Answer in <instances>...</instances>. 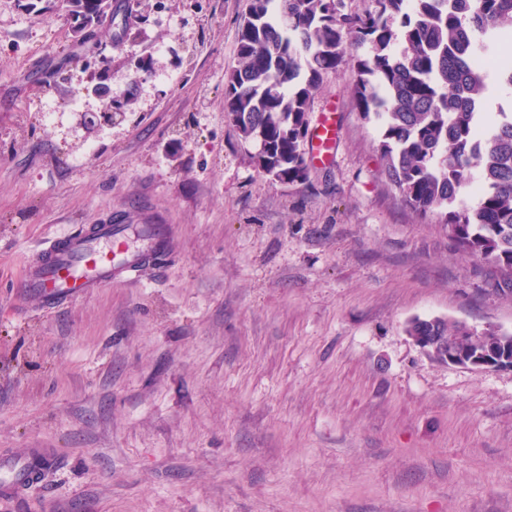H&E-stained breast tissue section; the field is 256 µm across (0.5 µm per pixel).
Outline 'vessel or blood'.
<instances>
[{"label": "vessel or blood", "mask_w": 512, "mask_h": 512, "mask_svg": "<svg viewBox=\"0 0 512 512\" xmlns=\"http://www.w3.org/2000/svg\"><path fill=\"white\" fill-rule=\"evenodd\" d=\"M336 136L335 118L323 116L312 131L317 159H332ZM168 251L166 230L159 224H142L133 232L124 224L88 226L45 242L21 289L49 313L112 282L135 279L145 268H161ZM58 462L51 448L0 452V496L23 495Z\"/></svg>", "instance_id": "obj_1"}]
</instances>
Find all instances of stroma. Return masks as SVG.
Returning a JSON list of instances; mask_svg holds the SVG:
<instances>
[{
	"instance_id": "35a3bbf8",
	"label": "stroma",
	"mask_w": 512,
	"mask_h": 512,
	"mask_svg": "<svg viewBox=\"0 0 512 512\" xmlns=\"http://www.w3.org/2000/svg\"><path fill=\"white\" fill-rule=\"evenodd\" d=\"M123 2L85 43L0 0V451L62 461L0 512H512V370L406 333L512 330V291L402 201L352 72L309 114L333 161L282 183L224 112L244 0ZM73 224H163L174 252L41 313L25 268ZM330 113V112H329ZM334 114L330 113L329 116L323 114L322 120L312 131V151L315 158L320 161H328L333 158V150L336 147V119ZM315 143L313 144V141Z\"/></svg>"
}]
</instances>
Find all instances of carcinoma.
Wrapping results in <instances>:
<instances>
[{
  "instance_id": "cac0c4a2",
  "label": "carcinoma",
  "mask_w": 512,
  "mask_h": 512,
  "mask_svg": "<svg viewBox=\"0 0 512 512\" xmlns=\"http://www.w3.org/2000/svg\"><path fill=\"white\" fill-rule=\"evenodd\" d=\"M84 40L112 11L111 0H62ZM359 13L345 0H247L235 66L226 74L224 112L258 146L256 165L276 181L304 184L308 113L324 76L354 70L353 95L380 123L377 150L406 205L451 230L455 247L492 264L512 284V113L485 120L479 54L497 55L512 89V0H370ZM350 45L366 48L358 56ZM479 170L476 206L460 189ZM445 364L448 349L512 358V331H470L445 318L413 319Z\"/></svg>"
}]
</instances>
